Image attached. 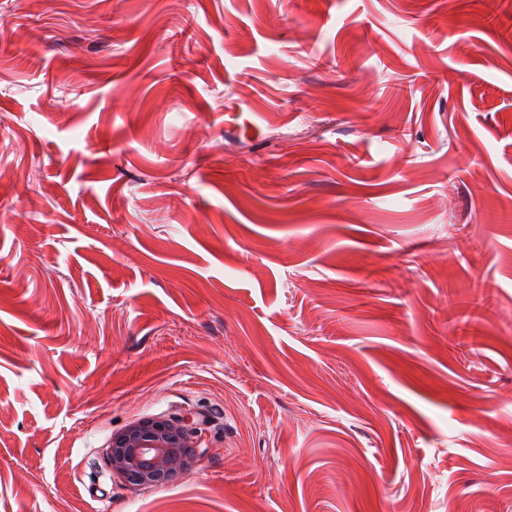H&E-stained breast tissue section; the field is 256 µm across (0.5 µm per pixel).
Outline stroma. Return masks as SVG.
<instances>
[{
  "instance_id": "obj_1",
  "label": "stroma",
  "mask_w": 512,
  "mask_h": 512,
  "mask_svg": "<svg viewBox=\"0 0 512 512\" xmlns=\"http://www.w3.org/2000/svg\"><path fill=\"white\" fill-rule=\"evenodd\" d=\"M0 512H512V0H0ZM191 416L142 418L114 433L106 452L113 475L152 487L196 468L203 451Z\"/></svg>"
}]
</instances>
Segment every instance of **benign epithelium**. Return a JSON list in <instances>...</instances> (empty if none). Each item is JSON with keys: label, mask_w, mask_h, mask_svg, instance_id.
I'll list each match as a JSON object with an SVG mask.
<instances>
[{"label": "benign epithelium", "mask_w": 512, "mask_h": 512, "mask_svg": "<svg viewBox=\"0 0 512 512\" xmlns=\"http://www.w3.org/2000/svg\"><path fill=\"white\" fill-rule=\"evenodd\" d=\"M198 435L191 416L142 418L112 435L106 461L112 474L152 487L196 468Z\"/></svg>", "instance_id": "obj_1"}]
</instances>
